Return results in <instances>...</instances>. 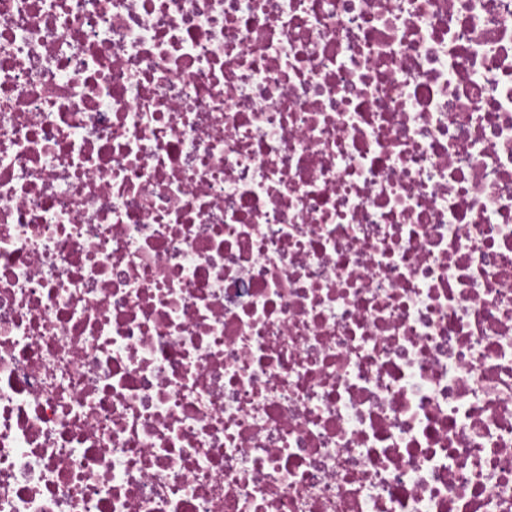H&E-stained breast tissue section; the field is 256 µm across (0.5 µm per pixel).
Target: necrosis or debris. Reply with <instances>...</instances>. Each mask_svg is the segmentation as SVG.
Here are the masks:
<instances>
[{
  "instance_id": "necrosis-or-debris-1",
  "label": "necrosis or debris",
  "mask_w": 512,
  "mask_h": 512,
  "mask_svg": "<svg viewBox=\"0 0 512 512\" xmlns=\"http://www.w3.org/2000/svg\"><path fill=\"white\" fill-rule=\"evenodd\" d=\"M0 512H512V0H0Z\"/></svg>"
}]
</instances>
